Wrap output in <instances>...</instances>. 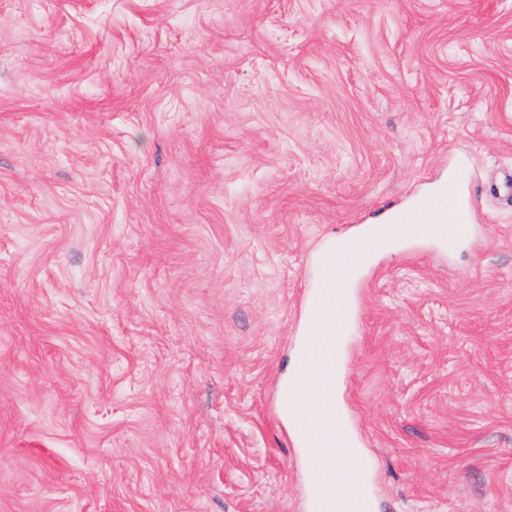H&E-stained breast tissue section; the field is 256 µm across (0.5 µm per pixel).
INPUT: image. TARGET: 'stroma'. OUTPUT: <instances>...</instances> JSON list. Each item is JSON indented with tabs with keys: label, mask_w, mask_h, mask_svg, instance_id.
<instances>
[{
	"label": "stroma",
	"mask_w": 512,
	"mask_h": 512,
	"mask_svg": "<svg viewBox=\"0 0 512 512\" xmlns=\"http://www.w3.org/2000/svg\"><path fill=\"white\" fill-rule=\"evenodd\" d=\"M512 0H0V512H310L279 412L332 239L373 512H512Z\"/></svg>",
	"instance_id": "obj_1"
}]
</instances>
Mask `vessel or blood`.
Returning <instances> with one entry per match:
<instances>
[{"label":"vessel or blood","mask_w":512,"mask_h":512,"mask_svg":"<svg viewBox=\"0 0 512 512\" xmlns=\"http://www.w3.org/2000/svg\"><path fill=\"white\" fill-rule=\"evenodd\" d=\"M473 204L455 184L441 190L438 199L427 198L421 207L399 210L391 224L364 225L359 234L348 237L335 255L324 256L320 278L322 302L317 313L310 319L306 339L315 358L318 375L314 383V395L320 403L330 404L331 395L338 376V360L332 337L343 335L346 328L344 302L348 296L349 274L365 257L373 240L387 241L394 237L409 240L421 237L428 224H444L449 242H456L465 231ZM308 418H296L294 425L303 430V447L309 448L308 459L321 483L313 494L316 512H372L373 506L367 491L362 467L337 471L333 453L336 447L346 446L344 434L323 432L309 433ZM345 482L348 493L337 492V482Z\"/></svg>","instance_id":"vessel-or-blood-1"}]
</instances>
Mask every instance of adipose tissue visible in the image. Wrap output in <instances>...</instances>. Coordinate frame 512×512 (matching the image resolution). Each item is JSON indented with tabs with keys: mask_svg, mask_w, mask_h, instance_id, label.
<instances>
[{
	"mask_svg": "<svg viewBox=\"0 0 512 512\" xmlns=\"http://www.w3.org/2000/svg\"><path fill=\"white\" fill-rule=\"evenodd\" d=\"M316 373L313 360L307 354L306 345H298L293 357L291 371L281 385L279 397L280 414L284 419L295 415H307L313 424L328 429L336 425V411L318 405L312 392V380Z\"/></svg>",
	"mask_w": 512,
	"mask_h": 512,
	"instance_id": "1",
	"label": "adipose tissue"
}]
</instances>
